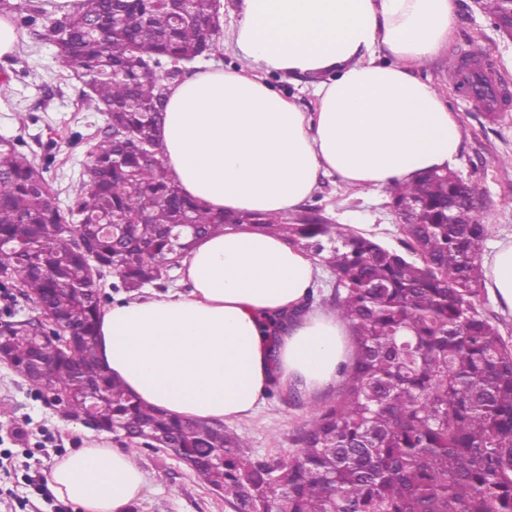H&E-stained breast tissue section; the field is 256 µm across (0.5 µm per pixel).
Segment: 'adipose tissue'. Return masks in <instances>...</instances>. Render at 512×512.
I'll list each match as a JSON object with an SVG mask.
<instances>
[{
    "instance_id": "adipose-tissue-1",
    "label": "adipose tissue",
    "mask_w": 512,
    "mask_h": 512,
    "mask_svg": "<svg viewBox=\"0 0 512 512\" xmlns=\"http://www.w3.org/2000/svg\"><path fill=\"white\" fill-rule=\"evenodd\" d=\"M456 24L452 0H240L228 44L233 69L212 65L172 84L160 156L182 194L216 212L283 216L322 177L377 194L447 168L462 132L418 75ZM285 73L317 99L303 110L270 84ZM177 287L103 306L102 367L142 403L210 424L264 404L271 383L319 393L349 362L352 331L310 305L316 258L281 236L243 227L198 240ZM485 286L512 310V238L484 258ZM281 315L278 335L265 319ZM55 496L81 512H127L148 480L108 432L56 460Z\"/></svg>"
}]
</instances>
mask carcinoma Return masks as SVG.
<instances>
[{"instance_id": "obj_1", "label": "carcinoma", "mask_w": 512, "mask_h": 512, "mask_svg": "<svg viewBox=\"0 0 512 512\" xmlns=\"http://www.w3.org/2000/svg\"><path fill=\"white\" fill-rule=\"evenodd\" d=\"M20 25L51 40L59 66L79 70L83 102L107 115L75 196L62 208L35 160L0 137V273L61 325L79 327L64 354L34 337L36 318L0 323V350L44 399L66 391L79 422L96 402L97 429L149 431L224 494L230 512H512V345L480 312L481 249L489 233L472 210L448 211L452 179L436 171L392 187L423 215L400 225L406 251L333 222L323 208L291 218L211 211L184 196L161 156L157 131L169 82L156 69L215 49L219 19L205 3L82 0L51 19L15 6ZM122 133L125 140L112 137ZM140 214L148 223L135 224ZM180 224L193 229L172 234ZM248 226L310 247L331 274V304L348 323L355 354L336 393L292 434L293 448L254 461L224 426L181 419L129 395L98 363L99 285L79 240L92 243L129 293L170 278L173 253L226 229Z\"/></svg>"}]
</instances>
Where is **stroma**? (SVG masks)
I'll return each mask as SVG.
<instances>
[{
  "label": "stroma",
  "mask_w": 512,
  "mask_h": 512,
  "mask_svg": "<svg viewBox=\"0 0 512 512\" xmlns=\"http://www.w3.org/2000/svg\"><path fill=\"white\" fill-rule=\"evenodd\" d=\"M453 5L457 24L448 46L419 73L433 82L458 116L462 143L451 168L480 186L475 214L489 226L482 245L487 253L495 242L512 235V96L497 111H484L449 78L448 67L454 56L481 52V63L497 84L512 89V43L473 0H453ZM18 35L19 53L0 58V136L20 139L26 154L47 164L45 177L55 190V202L64 206L88 159V143L105 129L106 117L83 105L82 85L61 70L52 42L32 39L24 28ZM309 204L323 207L336 223L358 225L385 246H401L399 220L385 199L357 195L327 177ZM312 404L306 397L295 404L271 398L259 412L229 427L242 437L249 455L276 457L290 448V437ZM87 433V427L63 417L25 378L0 362V455L10 456L8 468L0 469V512H52L58 500L47 474L56 459L81 447ZM134 458L149 489L129 512H228L222 495L171 451L142 447Z\"/></svg>",
  "instance_id": "stroma-1"
}]
</instances>
